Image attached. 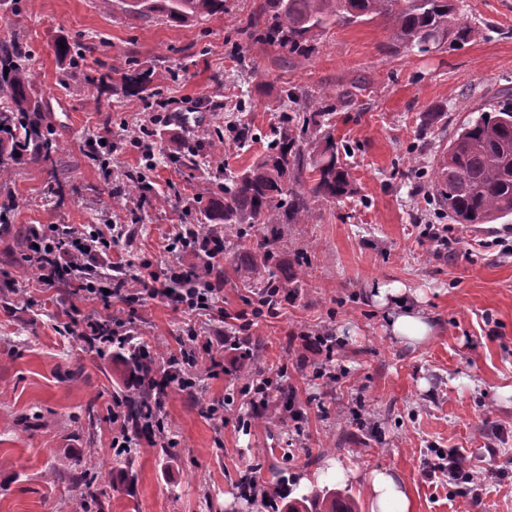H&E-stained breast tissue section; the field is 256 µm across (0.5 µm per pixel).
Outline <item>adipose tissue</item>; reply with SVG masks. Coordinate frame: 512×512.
<instances>
[{
	"instance_id": "ef3b65f1",
	"label": "adipose tissue",
	"mask_w": 512,
	"mask_h": 512,
	"mask_svg": "<svg viewBox=\"0 0 512 512\" xmlns=\"http://www.w3.org/2000/svg\"><path fill=\"white\" fill-rule=\"evenodd\" d=\"M376 299L381 306L387 307L388 330L396 339L419 345L432 335L430 320L415 306L411 294L403 286L380 287ZM367 486L371 512H409V489L396 472L373 470Z\"/></svg>"
}]
</instances>
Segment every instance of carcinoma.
Listing matches in <instances>:
<instances>
[{
	"mask_svg": "<svg viewBox=\"0 0 512 512\" xmlns=\"http://www.w3.org/2000/svg\"><path fill=\"white\" fill-rule=\"evenodd\" d=\"M131 17L158 13L173 27L203 15L224 12V0H125ZM453 0H263L246 28L260 41L277 44L290 53L305 54L311 42L333 25L383 19L391 28L394 46L429 53L453 38L467 41L479 30L466 22L451 23ZM120 90L130 96L149 94L158 80L152 69L115 66ZM327 109L319 99L306 104L302 119L290 117L271 145V152L235 176L224 177L222 200L207 210L196 232L218 237L211 224L224 225V236L240 224H300L311 217L309 200L294 189L288 177L299 178L305 159L301 144L309 130L320 131ZM454 131L443 152L444 164L434 170L439 206L457 224H490L512 215V104L493 103L477 110ZM325 145L311 159L317 174L311 192L326 200L351 190L350 172L339 162L336 144L324 134ZM58 152L45 125L42 104L34 97L33 75L26 52L14 41H0V185L13 166L24 159L48 161ZM130 371L144 372L146 351L127 349ZM129 428L138 433L143 423L145 397L125 395ZM282 512H357L355 499L332 490L311 499L288 501Z\"/></svg>",
	"mask_w": 512,
	"mask_h": 512,
	"instance_id": "1",
	"label": "carcinoma"
}]
</instances>
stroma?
I'll return each instance as SVG.
<instances>
[{"instance_id": "35a3bbf8", "label": "stroma", "mask_w": 512, "mask_h": 512, "mask_svg": "<svg viewBox=\"0 0 512 512\" xmlns=\"http://www.w3.org/2000/svg\"><path fill=\"white\" fill-rule=\"evenodd\" d=\"M261 0H225L223 13L172 27L159 14L132 18L123 0H0V39L15 37L28 55L36 92L62 149L51 161L17 165L0 186L9 204L0 233V512H79L100 499L104 512H272L238 495L241 476L254 477L271 499L311 494L330 459L355 472L338 490L370 512L366 478L375 469L400 473L410 488V512H512V215L491 224L451 222L438 205L431 176L456 126L483 104L512 97V0H461L462 20L482 27L464 43L426 54L397 52L383 20L335 25L311 52L288 54L240 32ZM88 45L81 66L56 53L61 40ZM151 68L156 94L105 90L112 66ZM326 92V126L353 191L313 201L305 224H282L273 242L275 271L249 267L264 236L247 228L232 239L220 266L219 321L195 318L157 299L113 300V316L131 321L138 340L156 346V367L187 349L199 364L223 358L224 339L239 333L238 313L255 300V282L276 275L291 283L277 315L256 319L247 333L248 359L236 370L206 374L190 389H174L161 405L165 433L141 443L131 461H117L109 409L128 384V368L101 355L66 326L101 304L48 288L30 271L29 231L40 224L100 228L112 236L113 274L134 255L166 274L177 260L163 241L181 221L199 223L219 197L210 143L230 124L251 135L224 158L241 171L268 152L292 103L284 91ZM197 109L188 154H169L179 125L151 124L161 100ZM148 129L155 166L146 170L129 141ZM126 140L109 164L92 160L90 137ZM144 175L143 194L117 196L127 175ZM190 204L182 216L181 204ZM444 239L431 241L430 226ZM408 288L434 332L410 346L386 330L377 287ZM195 322L198 344L184 334ZM339 337L341 380L312 376L305 336ZM286 368L302 409L300 423L279 415L273 399L265 422L238 428L248 410L239 389L258 373ZM233 397L224 405L225 397ZM223 405V419L210 405ZM362 420H355V413ZM456 448L474 471L505 468L487 481L480 505L448 493L445 477L426 479L435 451ZM99 473L89 485L80 473Z\"/></svg>"}]
</instances>
